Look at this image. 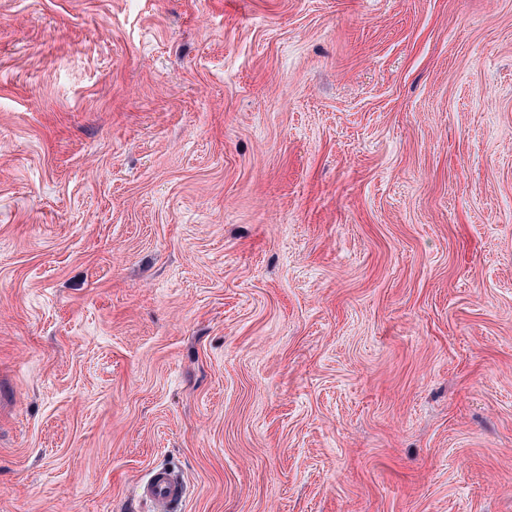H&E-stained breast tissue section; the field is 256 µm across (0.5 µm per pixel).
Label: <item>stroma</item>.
<instances>
[{"instance_id": "obj_1", "label": "stroma", "mask_w": 512, "mask_h": 512, "mask_svg": "<svg viewBox=\"0 0 512 512\" xmlns=\"http://www.w3.org/2000/svg\"><path fill=\"white\" fill-rule=\"evenodd\" d=\"M512 512V0H0V512ZM185 484L172 469H154L148 479L139 485V497L150 506V512H172L180 503Z\"/></svg>"}]
</instances>
